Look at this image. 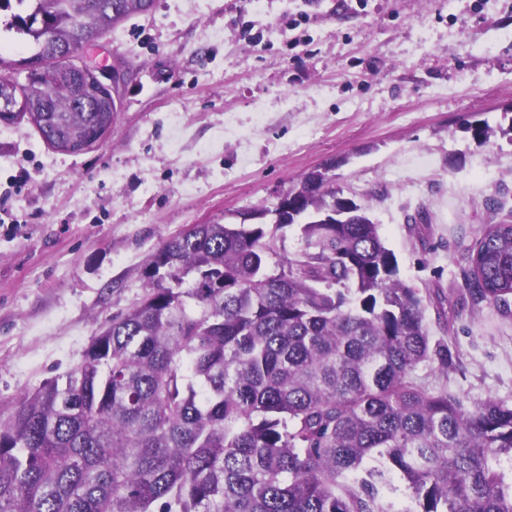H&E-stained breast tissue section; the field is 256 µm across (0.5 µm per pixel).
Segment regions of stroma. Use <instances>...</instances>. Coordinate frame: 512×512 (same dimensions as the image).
<instances>
[{
    "label": "stroma",
    "instance_id": "1",
    "mask_svg": "<svg viewBox=\"0 0 512 512\" xmlns=\"http://www.w3.org/2000/svg\"><path fill=\"white\" fill-rule=\"evenodd\" d=\"M82 55L119 104L99 142L62 154L0 124V417L81 362L164 241L273 207L328 163L451 351L415 381L512 405V316L438 322L483 229L512 222V0H153Z\"/></svg>",
    "mask_w": 512,
    "mask_h": 512
}]
</instances>
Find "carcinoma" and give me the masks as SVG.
<instances>
[{"label":"carcinoma","mask_w":512,"mask_h":512,"mask_svg":"<svg viewBox=\"0 0 512 512\" xmlns=\"http://www.w3.org/2000/svg\"><path fill=\"white\" fill-rule=\"evenodd\" d=\"M152 3L0 0L33 50L24 92L52 148L78 153L118 112L80 95L70 47ZM331 170L290 189L292 258L278 256L283 224H198L157 248L145 294L65 384L45 380L0 419V512H512L496 465L512 460V406L414 382L422 363L448 371V345L364 208L323 221L346 209ZM470 265L471 301L511 313L512 224L488 225Z\"/></svg>","instance_id":"obj_1"}]
</instances>
